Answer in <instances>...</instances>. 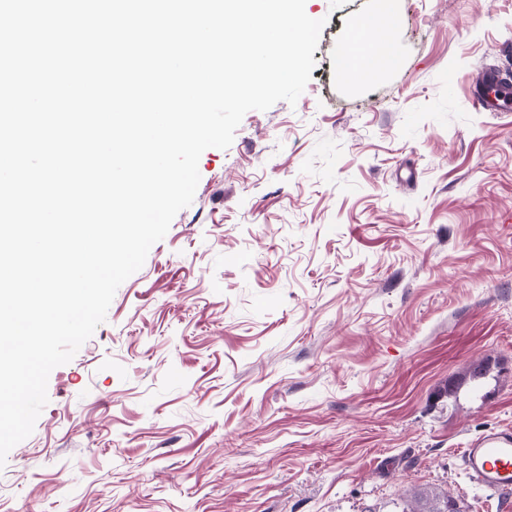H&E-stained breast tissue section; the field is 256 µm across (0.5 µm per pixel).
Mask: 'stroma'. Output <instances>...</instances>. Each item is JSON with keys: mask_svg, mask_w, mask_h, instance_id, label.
<instances>
[{"mask_svg": "<svg viewBox=\"0 0 512 512\" xmlns=\"http://www.w3.org/2000/svg\"><path fill=\"white\" fill-rule=\"evenodd\" d=\"M377 7L306 0L304 92L202 153L52 370L0 512H394L421 485L512 512L460 455L512 428V112L471 100L512 79V0H398L399 66L356 82L336 57Z\"/></svg>", "mask_w": 512, "mask_h": 512, "instance_id": "1", "label": "stroma"}]
</instances>
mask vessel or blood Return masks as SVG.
<instances>
[{"label": "vessel or blood", "instance_id": "obj_1", "mask_svg": "<svg viewBox=\"0 0 512 512\" xmlns=\"http://www.w3.org/2000/svg\"><path fill=\"white\" fill-rule=\"evenodd\" d=\"M475 102L486 112L512 107V86L497 77L484 76ZM462 460L469 479L480 489L494 493L512 490V429H493L463 448Z\"/></svg>", "mask_w": 512, "mask_h": 512}]
</instances>
